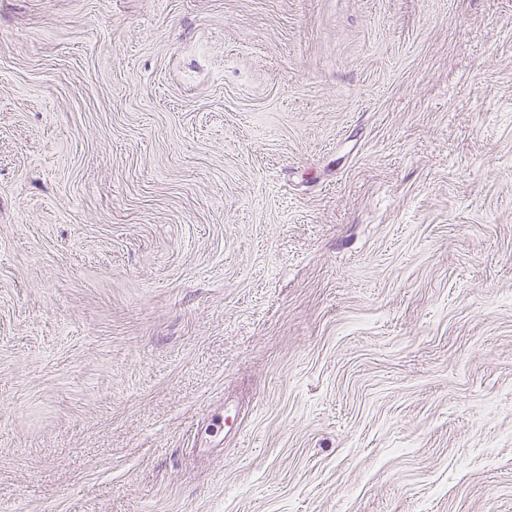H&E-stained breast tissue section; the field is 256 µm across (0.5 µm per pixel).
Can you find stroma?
<instances>
[{"label": "stroma", "mask_w": 512, "mask_h": 512, "mask_svg": "<svg viewBox=\"0 0 512 512\" xmlns=\"http://www.w3.org/2000/svg\"><path fill=\"white\" fill-rule=\"evenodd\" d=\"M0 512H512V0H0Z\"/></svg>", "instance_id": "35a3bbf8"}]
</instances>
